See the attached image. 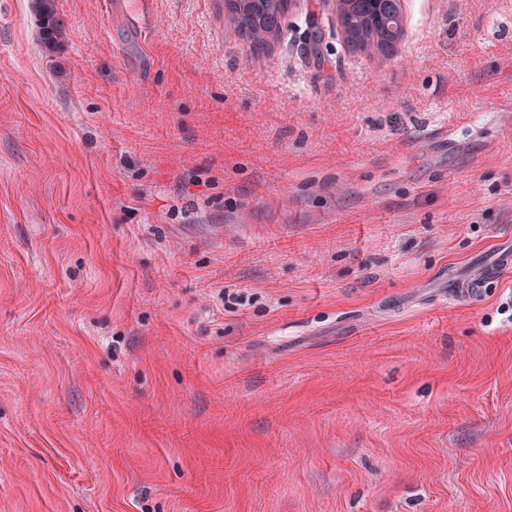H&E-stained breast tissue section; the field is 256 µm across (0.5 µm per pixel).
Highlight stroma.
I'll return each mask as SVG.
<instances>
[{"mask_svg":"<svg viewBox=\"0 0 512 512\" xmlns=\"http://www.w3.org/2000/svg\"><path fill=\"white\" fill-rule=\"evenodd\" d=\"M401 4L0 0V512H512V0ZM41 41L45 48H50L61 33V22L57 18L55 0H35ZM258 1L259 3H249ZM232 17L234 34L248 42L255 52L268 48L278 36L279 24L288 0H225ZM391 11L389 16L395 18L394 23L399 29H388L385 25H379L369 18L364 12V6H358L350 1L336 0V12L339 14L342 7L346 3H351L347 14L344 17V26L351 31L353 35L352 46L355 50L366 53L368 55H389L395 47V44L401 37L404 31L403 17L399 10V0H392ZM398 6V7H397ZM361 24L365 29L364 36L357 37L359 30L358 24ZM403 35V34H402Z\"/></svg>","mask_w":512,"mask_h":512,"instance_id":"1","label":"stroma"}]
</instances>
